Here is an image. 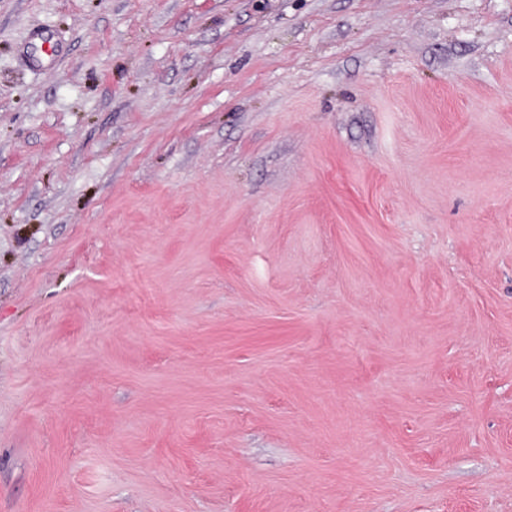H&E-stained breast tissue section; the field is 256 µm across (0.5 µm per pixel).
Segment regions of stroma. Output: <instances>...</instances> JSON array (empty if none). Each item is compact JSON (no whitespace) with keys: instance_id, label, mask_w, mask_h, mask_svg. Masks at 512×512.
Here are the masks:
<instances>
[{"instance_id":"35a3bbf8","label":"stroma","mask_w":512,"mask_h":512,"mask_svg":"<svg viewBox=\"0 0 512 512\" xmlns=\"http://www.w3.org/2000/svg\"><path fill=\"white\" fill-rule=\"evenodd\" d=\"M0 512H512V0H0Z\"/></svg>"}]
</instances>
